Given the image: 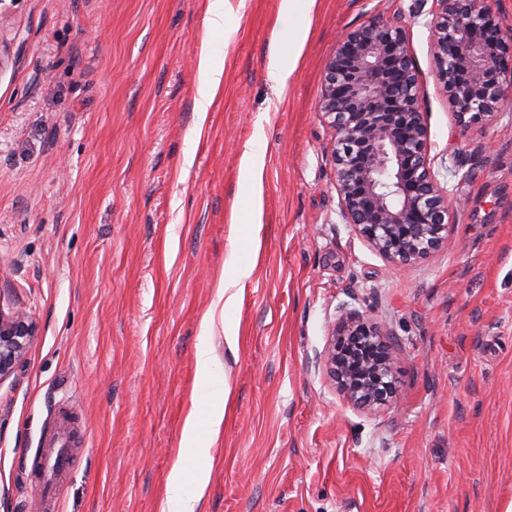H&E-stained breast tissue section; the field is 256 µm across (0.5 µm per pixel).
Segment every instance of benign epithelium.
I'll return each mask as SVG.
<instances>
[{"instance_id":"1","label":"benign epithelium","mask_w":512,"mask_h":512,"mask_svg":"<svg viewBox=\"0 0 512 512\" xmlns=\"http://www.w3.org/2000/svg\"><path fill=\"white\" fill-rule=\"evenodd\" d=\"M432 2L425 26L435 80L459 124L482 126L512 101V40L492 0ZM319 114L334 131L326 153L342 223L392 263L417 264L446 246L457 197L432 166L404 23L373 18L341 36L325 66ZM34 332L26 312L0 308V378L21 366ZM398 363L372 316L343 305L314 368L372 411L394 403Z\"/></svg>"}]
</instances>
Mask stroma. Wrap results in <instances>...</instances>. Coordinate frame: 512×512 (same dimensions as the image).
<instances>
[{
    "mask_svg": "<svg viewBox=\"0 0 512 512\" xmlns=\"http://www.w3.org/2000/svg\"><path fill=\"white\" fill-rule=\"evenodd\" d=\"M0 0V307L36 325L0 379V512H161L197 377L200 324L229 271L232 205L260 224L202 512H512V108L460 126L437 84L424 0ZM404 17L430 159L460 199L448 246L396 267L342 224L331 129L317 116L340 36ZM307 25L302 49L293 32ZM224 72L205 117L198 59ZM294 59L271 82L272 53ZM485 162L463 163L481 146ZM191 167H184L187 148ZM263 165L242 189L240 164ZM403 350L398 395L355 409L311 367L341 304ZM70 412L76 458L54 509L34 475ZM205 28L208 35H226L227 19L224 0H207L205 7Z\"/></svg>",
    "mask_w": 512,
    "mask_h": 512,
    "instance_id": "obj_1",
    "label": "stroma"
}]
</instances>
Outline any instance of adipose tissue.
I'll use <instances>...</instances> for the list:
<instances>
[{"instance_id":"ef3b65f1","label":"adipose tissue","mask_w":512,"mask_h":512,"mask_svg":"<svg viewBox=\"0 0 512 512\" xmlns=\"http://www.w3.org/2000/svg\"><path fill=\"white\" fill-rule=\"evenodd\" d=\"M213 325V315H205L201 324L202 338L196 352L198 377L212 385L213 397L205 408H195L189 412L182 430L183 448L201 456L207 454L222 431L231 393L228 383L217 381L215 377L216 361L208 342ZM194 479L198 488L192 492L187 487L188 480L182 466H173L162 505L164 512H200L202 488L207 484L206 468H199Z\"/></svg>"}]
</instances>
